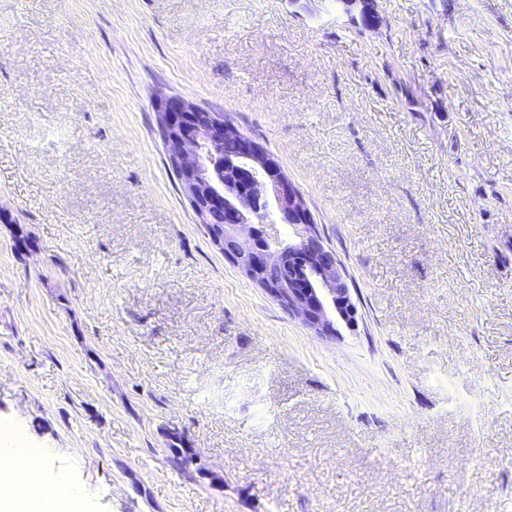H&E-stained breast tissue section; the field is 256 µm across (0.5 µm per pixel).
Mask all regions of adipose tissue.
I'll return each instance as SVG.
<instances>
[{
	"instance_id": "1",
	"label": "adipose tissue",
	"mask_w": 512,
	"mask_h": 512,
	"mask_svg": "<svg viewBox=\"0 0 512 512\" xmlns=\"http://www.w3.org/2000/svg\"><path fill=\"white\" fill-rule=\"evenodd\" d=\"M20 453L18 445L0 446V512H82L84 503L72 485L47 481L43 474L34 477L37 493H28L15 465Z\"/></svg>"
}]
</instances>
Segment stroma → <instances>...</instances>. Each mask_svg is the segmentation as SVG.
<instances>
[{
  "label": "stroma",
  "instance_id": "obj_1",
  "mask_svg": "<svg viewBox=\"0 0 512 512\" xmlns=\"http://www.w3.org/2000/svg\"><path fill=\"white\" fill-rule=\"evenodd\" d=\"M375 12L0 0V426L87 512H512V0ZM168 95L277 158L357 329L211 243Z\"/></svg>",
  "mask_w": 512,
  "mask_h": 512
}]
</instances>
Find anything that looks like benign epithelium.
Returning <instances> with one entry per match:
<instances>
[{
	"label": "benign epithelium",
	"mask_w": 512,
	"mask_h": 512,
	"mask_svg": "<svg viewBox=\"0 0 512 512\" xmlns=\"http://www.w3.org/2000/svg\"><path fill=\"white\" fill-rule=\"evenodd\" d=\"M167 159L179 174L181 190L198 220L222 210L224 226L210 231L211 243L240 271L318 336H335L338 326H358L357 307L347 275L324 244L299 189L277 159L219 114L197 121L201 108L180 96L156 104ZM238 147L224 157V141ZM281 223L298 229V241L284 244L264 227L269 196ZM288 271V281L272 277Z\"/></svg>",
	"instance_id": "1"
}]
</instances>
